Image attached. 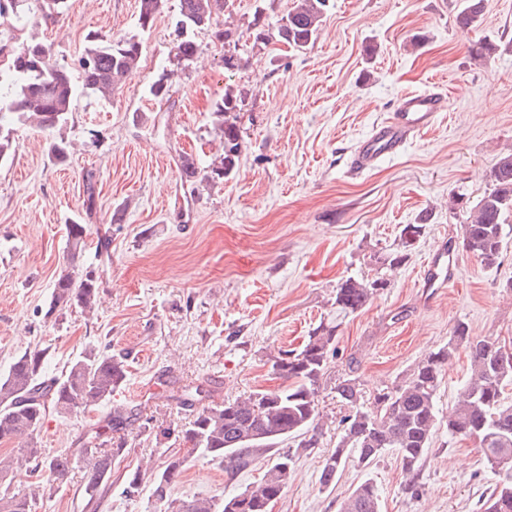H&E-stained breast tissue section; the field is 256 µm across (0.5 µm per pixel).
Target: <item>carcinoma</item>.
<instances>
[{
    "label": "carcinoma",
    "instance_id": "carcinoma-1",
    "mask_svg": "<svg viewBox=\"0 0 512 512\" xmlns=\"http://www.w3.org/2000/svg\"><path fill=\"white\" fill-rule=\"evenodd\" d=\"M67 0H0V18L11 20L0 31V162L13 150V126L35 124L41 128L63 127L68 120L74 98L79 93L101 97L112 91L137 67L142 45L133 37L118 39L99 35L88 37V45L79 60L81 79L54 63L49 49L36 36L22 37L29 15L41 12L57 16ZM162 0H139V25L151 26ZM226 0H180L175 24L177 41L173 68L164 70L151 84L149 92L163 100L169 91L168 81L189 68L199 45L191 37L197 29L218 22ZM330 0H293V6L281 23L270 32L262 18L254 14L248 29L254 43L263 45L275 40L302 51L312 45L324 22ZM484 0H462L459 22L472 26L483 15ZM224 41V68H241L240 38L231 28L215 31ZM247 92L228 85L224 96L215 103V129L224 142V153L208 169L199 168L190 155L181 157V177L189 183H215L229 177L237 168L242 149L237 114L242 110ZM70 143L60 136L49 143L48 154L55 163L67 161ZM490 188L467 212L461 225L459 246L491 268L498 264L507 240L512 236V154L502 156L490 170ZM425 230L423 224H404L396 247L377 257L389 267L405 264ZM71 260L82 255L87 246V227L78 220L66 225ZM387 287L381 277L342 281L336 288V309L354 314ZM98 278L94 271L65 272L55 280L46 316L79 308L93 312L98 295ZM337 326L321 323L295 351L274 357L273 370L284 385L274 390H257L243 399L226 400L199 410L184 429L181 442L237 471L267 459L262 477L254 484L221 499L193 496L170 499V489L180 478L187 457L171 455L161 470L147 472L136 468L125 472V490L135 494L144 483H151L152 496L162 512H268L293 478V457L300 450L317 444L315 421L319 418L318 393L329 355L337 353ZM468 350L470 367L465 384L453 405L448 407V436L474 442L482 451L490 469L498 459L512 460V402L504 400L503 390L512 385V353L500 352L496 342L470 336L469 327L459 322L452 328L448 342L429 352L412 369L407 378L390 390L374 396L373 407L363 409L362 390L354 371L336 379L337 402L346 410L342 417L343 432L336 451L325 460L320 485L330 487L345 466L349 452H354L358 466L367 468L383 452H397L406 475L408 489L418 493L419 463L436 430L438 411L436 396L443 372L456 350ZM47 349L34 348L18 355L7 373L0 375V442L16 440L22 447L0 454V484L11 474L28 468L37 450L30 447L33 435L46 417L48 409L69 414L74 409L95 407L109 400L124 381L126 358L105 349L89 347L70 362L58 377L43 376ZM135 416L134 411L115 409L84 448L87 455L86 493L97 496L112 477V462L121 456L127 442L123 430ZM290 440L295 448L278 444ZM72 455L58 451L46 456L38 466L52 481L68 477ZM39 482L25 493L0 492V512H32L40 494ZM484 512H512V480L498 479L487 500ZM340 512H381L376 486L369 479L358 485L343 500Z\"/></svg>",
    "mask_w": 512,
    "mask_h": 512
}]
</instances>
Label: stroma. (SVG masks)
<instances>
[{"label": "stroma", "mask_w": 512, "mask_h": 512, "mask_svg": "<svg viewBox=\"0 0 512 512\" xmlns=\"http://www.w3.org/2000/svg\"><path fill=\"white\" fill-rule=\"evenodd\" d=\"M307 50L280 43L240 49L244 65L224 69L213 29L194 33L200 53L158 101L150 84L169 68L179 0H163L150 28L138 0H69L58 17L35 16L28 32L50 46L54 62L77 70L88 33L136 36L142 56L111 98L74 99L64 135L67 165L47 155L51 131L19 126L15 151L0 162V374L32 348L48 349V377L61 375L89 347L123 355L128 373L110 405L49 414L34 436L38 455L70 449L64 482H49L36 512H159L150 485L125 491L123 475L140 465L161 469L173 435L196 413L169 400L173 388L200 384L215 401L275 389L278 351L296 349L320 323L337 325L339 354L319 389V439L300 452L294 476L273 512H339L364 480L382 512H480L494 480L481 451L439 427L411 494L394 450L370 468L346 462L332 490L320 473L339 439L333 387L357 360L366 396L400 384L457 322L472 335L512 342V244L487 268L457 251L454 287L428 298L414 280L426 258L461 235L448 196L476 203L488 174L512 153V0H485L478 27L457 21L459 0H333ZM277 26L293 0H228L225 16L246 31L256 6ZM492 53L478 52L481 43ZM248 96L239 116L242 153L224 181L191 185L182 155L207 167L223 152L213 123L227 85ZM445 87L449 110L397 156L355 174L352 147L392 112L400 94ZM93 172L94 208L85 174ZM123 223H112L117 206ZM82 219L87 247L70 262L65 225ZM426 219L409 262L386 269L376 257L392 248L402 225ZM110 235L109 256L97 243ZM95 270L97 307L47 316L53 283L70 267ZM389 282L361 312L342 315L336 288L347 277ZM138 410L127 447L96 498L85 492L81 448L110 407ZM263 472L256 463L234 473L203 455L190 458L172 488L178 499L221 498Z\"/></svg>", "instance_id": "1"}]
</instances>
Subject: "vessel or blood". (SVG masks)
I'll return each instance as SVG.
<instances>
[{
  "label": "vessel or blood",
  "mask_w": 512,
  "mask_h": 512,
  "mask_svg": "<svg viewBox=\"0 0 512 512\" xmlns=\"http://www.w3.org/2000/svg\"><path fill=\"white\" fill-rule=\"evenodd\" d=\"M447 98L440 91L406 93L399 97L392 116L377 122L370 133L353 149L352 171L361 173L386 157L398 155L405 145L431 126L440 112L446 111ZM454 265L448 262L446 248H439L424 272L421 286L426 296H434L453 282Z\"/></svg>",
  "instance_id": "1"
}]
</instances>
